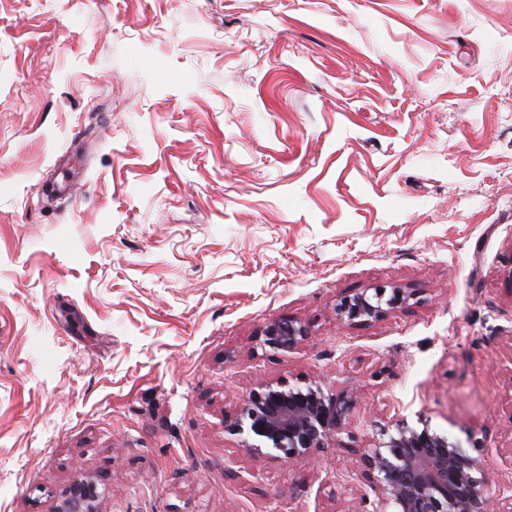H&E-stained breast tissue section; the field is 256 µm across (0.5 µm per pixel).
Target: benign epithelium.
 Listing matches in <instances>:
<instances>
[{
	"mask_svg": "<svg viewBox=\"0 0 512 512\" xmlns=\"http://www.w3.org/2000/svg\"><path fill=\"white\" fill-rule=\"evenodd\" d=\"M408 288H378L344 298L340 319L349 325L378 321L409 304ZM264 346L289 352L308 337L299 322L273 319ZM357 402L352 393L329 395L317 381L304 386L264 382L244 395L224 430L240 438L255 457L272 456L290 465L316 458L349 424ZM372 443L358 461L371 494L364 512H512V479L496 485L485 475L484 458L473 456L423 415L397 416L374 426ZM96 487L73 484L55 512H96Z\"/></svg>",
	"mask_w": 512,
	"mask_h": 512,
	"instance_id": "7a95c632",
	"label": "benign epithelium"
}]
</instances>
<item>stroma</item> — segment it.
<instances>
[{
	"label": "stroma",
	"instance_id": "1",
	"mask_svg": "<svg viewBox=\"0 0 512 512\" xmlns=\"http://www.w3.org/2000/svg\"><path fill=\"white\" fill-rule=\"evenodd\" d=\"M311 380L358 396L318 461L225 433ZM418 413L512 478V0H0V512L85 478L100 512H360L375 422ZM414 293L409 288L374 289L372 294L362 292L345 297L338 306L340 319L349 325L378 321L409 304ZM308 335V329L302 323L272 319L264 331V346L273 351L289 352L296 349Z\"/></svg>",
	"mask_w": 512,
	"mask_h": 512
}]
</instances>
